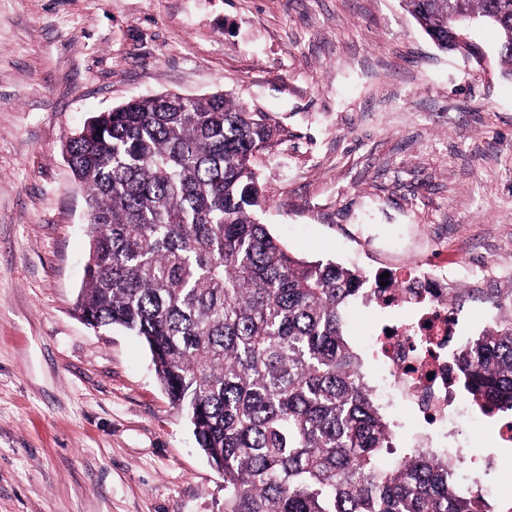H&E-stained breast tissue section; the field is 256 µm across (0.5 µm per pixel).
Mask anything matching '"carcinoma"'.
<instances>
[{"mask_svg": "<svg viewBox=\"0 0 512 512\" xmlns=\"http://www.w3.org/2000/svg\"><path fill=\"white\" fill-rule=\"evenodd\" d=\"M438 47L444 0H403ZM501 36L512 76V0H467ZM67 138L86 188L82 316L146 344L172 405L224 473V512H480L448 458L410 448L372 400L347 310L383 288L288 251L256 218L252 168L273 129L224 94L132 99ZM459 383L479 410L512 413V323L458 347Z\"/></svg>", "mask_w": 512, "mask_h": 512, "instance_id": "cac0c4a2", "label": "carcinoma"}]
</instances>
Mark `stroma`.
Listing matches in <instances>:
<instances>
[{
    "instance_id": "obj_1",
    "label": "stroma",
    "mask_w": 512,
    "mask_h": 512,
    "mask_svg": "<svg viewBox=\"0 0 512 512\" xmlns=\"http://www.w3.org/2000/svg\"><path fill=\"white\" fill-rule=\"evenodd\" d=\"M167 92L263 113L258 219L293 254L442 275L465 340L512 320V76L437 49L402 0H0V512H224L146 345L75 313L62 144Z\"/></svg>"
}]
</instances>
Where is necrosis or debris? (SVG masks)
I'll use <instances>...</instances> for the list:
<instances>
[{
  "instance_id": "obj_1",
  "label": "necrosis or debris",
  "mask_w": 512,
  "mask_h": 512,
  "mask_svg": "<svg viewBox=\"0 0 512 512\" xmlns=\"http://www.w3.org/2000/svg\"><path fill=\"white\" fill-rule=\"evenodd\" d=\"M408 287L422 288L426 301L403 303L400 295ZM443 289L433 274L411 265L394 276L378 304L379 326L362 342L363 353L375 365L369 391L415 447L447 455L452 462L477 458L478 472L460 477L463 489L480 487L490 512H512V487H481L483 476L512 467V416L496 419L502 452L476 449L463 439V427L482 425L484 418L472 411L456 383L451 355L459 341L460 313L441 301Z\"/></svg>"
}]
</instances>
